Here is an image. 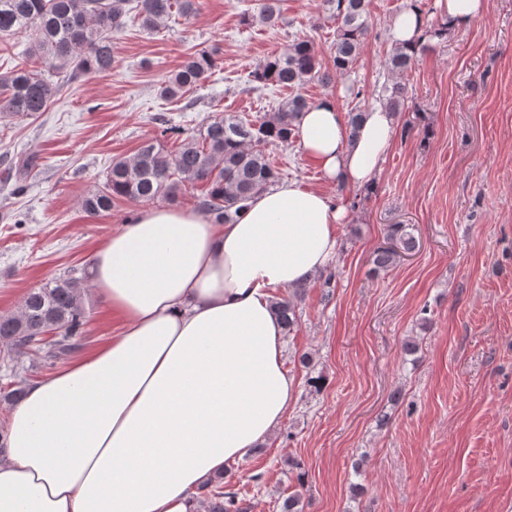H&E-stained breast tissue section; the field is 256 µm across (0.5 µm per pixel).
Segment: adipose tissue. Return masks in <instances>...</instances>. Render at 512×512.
I'll return each mask as SVG.
<instances>
[{
    "label": "adipose tissue",
    "instance_id": "obj_1",
    "mask_svg": "<svg viewBox=\"0 0 512 512\" xmlns=\"http://www.w3.org/2000/svg\"><path fill=\"white\" fill-rule=\"evenodd\" d=\"M394 129L378 106L349 136L328 95L301 114L298 146L326 182L364 188ZM346 221L292 180L231 224L171 207L130 216L89 265L122 327L10 410L0 512H203L199 486L264 444L295 391L272 291L329 267Z\"/></svg>",
    "mask_w": 512,
    "mask_h": 512
}]
</instances>
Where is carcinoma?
I'll list each match as a JSON object with an SVG mask.
<instances>
[{
  "label": "carcinoma",
  "instance_id": "cac0c4a2",
  "mask_svg": "<svg viewBox=\"0 0 512 512\" xmlns=\"http://www.w3.org/2000/svg\"><path fill=\"white\" fill-rule=\"evenodd\" d=\"M336 6V40L332 66H323L311 43L297 39L288 49L268 59L253 78L292 89L271 117L251 120L233 114L215 116L196 134L180 141L173 152L155 140L144 141L130 159L112 163L103 187L84 195L79 205L89 215L112 209L118 200L147 203L159 198L173 199L186 188L201 187L199 207L216 224L235 221L245 203L267 189L277 171L266 155L271 144L289 145L295 140L302 112L311 105L301 92L316 79L324 84L335 75L354 69L369 31V0H327ZM178 10L188 16L195 0H0V36H26L28 55L73 77L87 72L109 73L115 65L112 32L122 29L130 13L148 31L158 29ZM418 51L393 47L387 59L393 73L407 72ZM215 66L211 52L200 50L186 57L179 69L160 87L164 98L181 97L206 78ZM58 87L44 74L26 67L0 73V112L6 115H34L47 109ZM407 87L400 82L385 85L378 101L391 112L404 110ZM402 250L415 249L414 237L405 225H390ZM398 255L393 248L379 249L373 259L374 271L391 267ZM84 287L71 274L55 278L29 292L18 313L0 316V341L8 348L0 353V366L12 378L0 397L16 401L23 389L15 354L30 351L44 364L65 360L78 347L87 324L82 303ZM286 332L297 325L291 299L275 301ZM207 512H242L238 493L221 484L204 485Z\"/></svg>",
  "mask_w": 512,
  "mask_h": 512
}]
</instances>
